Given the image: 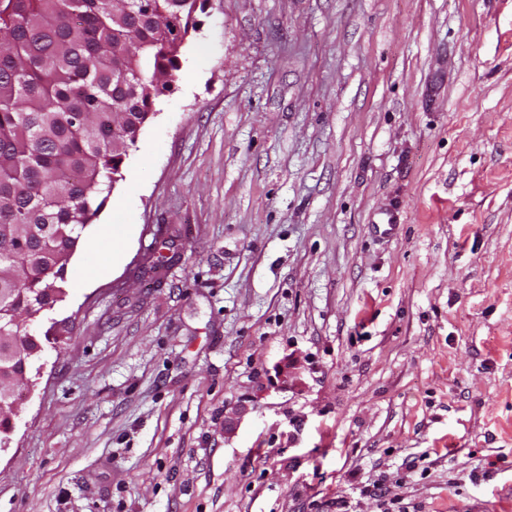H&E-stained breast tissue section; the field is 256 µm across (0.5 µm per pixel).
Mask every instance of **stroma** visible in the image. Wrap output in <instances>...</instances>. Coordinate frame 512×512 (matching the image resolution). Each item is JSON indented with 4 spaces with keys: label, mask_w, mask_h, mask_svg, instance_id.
<instances>
[{
    "label": "stroma",
    "mask_w": 512,
    "mask_h": 512,
    "mask_svg": "<svg viewBox=\"0 0 512 512\" xmlns=\"http://www.w3.org/2000/svg\"><path fill=\"white\" fill-rule=\"evenodd\" d=\"M196 21L31 325L0 512H512V0Z\"/></svg>",
    "instance_id": "35a3bbf8"
}]
</instances>
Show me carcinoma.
I'll return each mask as SVG.
<instances>
[{"label": "carcinoma", "instance_id": "1", "mask_svg": "<svg viewBox=\"0 0 512 512\" xmlns=\"http://www.w3.org/2000/svg\"><path fill=\"white\" fill-rule=\"evenodd\" d=\"M196 0H0V328L66 296L81 232L179 70Z\"/></svg>", "mask_w": 512, "mask_h": 512}]
</instances>
